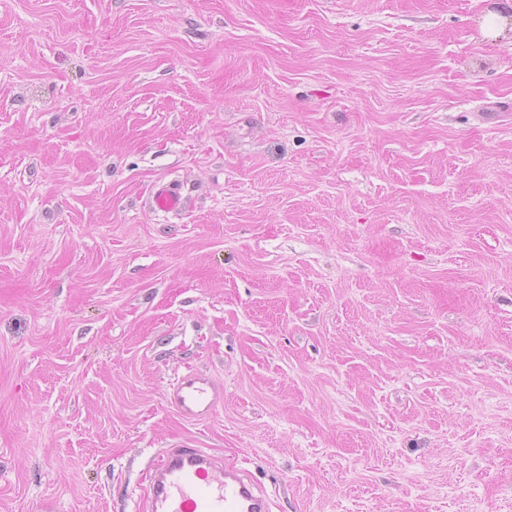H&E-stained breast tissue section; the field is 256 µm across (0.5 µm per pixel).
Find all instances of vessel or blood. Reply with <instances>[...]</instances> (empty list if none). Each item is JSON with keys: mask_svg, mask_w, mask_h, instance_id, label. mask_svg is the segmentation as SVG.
<instances>
[{"mask_svg": "<svg viewBox=\"0 0 512 512\" xmlns=\"http://www.w3.org/2000/svg\"><path fill=\"white\" fill-rule=\"evenodd\" d=\"M184 197L177 186L162 184L151 196V205L161 212L181 210ZM221 393L206 375L179 378L168 393L169 404L184 418L198 421L210 417ZM150 501L154 512H270L245 474L199 448H179L166 454L156 468Z\"/></svg>", "mask_w": 512, "mask_h": 512, "instance_id": "1", "label": "vessel or blood"}]
</instances>
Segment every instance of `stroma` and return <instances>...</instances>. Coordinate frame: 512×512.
Wrapping results in <instances>:
<instances>
[{"label":"stroma","instance_id":"1","mask_svg":"<svg viewBox=\"0 0 512 512\" xmlns=\"http://www.w3.org/2000/svg\"><path fill=\"white\" fill-rule=\"evenodd\" d=\"M172 448L512 512V0H0V512H151ZM184 204V197L174 184L157 186L151 196V206L161 212L179 211L184 207ZM221 393L206 375L179 378L168 393L169 404L184 418L198 421L210 417L221 401Z\"/></svg>","mask_w":512,"mask_h":512}]
</instances>
